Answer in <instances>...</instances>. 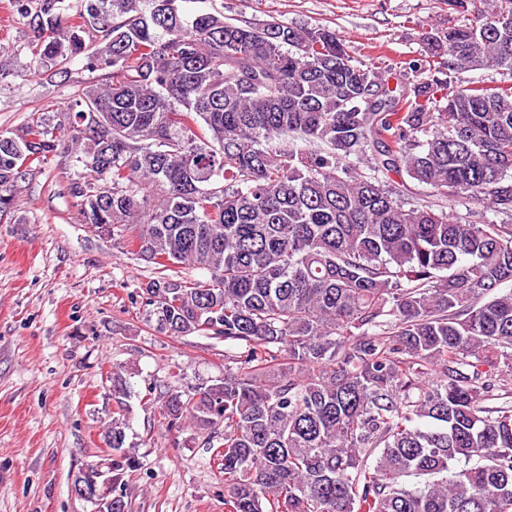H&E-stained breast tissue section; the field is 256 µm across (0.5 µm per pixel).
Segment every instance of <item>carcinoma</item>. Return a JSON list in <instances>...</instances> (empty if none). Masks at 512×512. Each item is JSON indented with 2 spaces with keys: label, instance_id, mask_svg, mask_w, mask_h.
<instances>
[{
  "label": "carcinoma",
  "instance_id": "cac0c4a2",
  "mask_svg": "<svg viewBox=\"0 0 512 512\" xmlns=\"http://www.w3.org/2000/svg\"><path fill=\"white\" fill-rule=\"evenodd\" d=\"M179 2L12 0L47 80L77 56L105 72L70 107L84 223L210 273L139 292L158 330L235 347L224 378L167 397L168 429L224 449L228 512H512V85L457 79L512 71V0H448L475 21L393 86L326 26ZM57 146L41 113L0 134L1 214ZM455 199L500 222L448 216ZM110 379L98 512H125L139 459ZM457 76L459 85L462 86L491 84L492 82L500 84L503 81H506L508 85L512 84V73L506 69H469L460 72Z\"/></svg>",
  "mask_w": 512,
  "mask_h": 512
}]
</instances>
